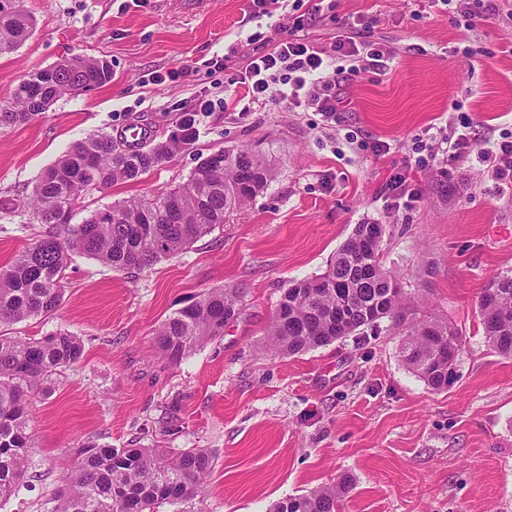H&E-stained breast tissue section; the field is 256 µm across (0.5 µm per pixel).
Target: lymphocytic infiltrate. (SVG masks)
Instances as JSON below:
<instances>
[{"label":"lymphocytic infiltrate","mask_w":512,"mask_h":512,"mask_svg":"<svg viewBox=\"0 0 512 512\" xmlns=\"http://www.w3.org/2000/svg\"><path fill=\"white\" fill-rule=\"evenodd\" d=\"M361 54L365 55L369 66H380L383 53L371 43H359L353 37L343 36L329 54L292 32L269 52L251 55L244 71L232 75L227 83L244 85L255 102L305 101L308 107L332 121L343 109V100L336 94V75L332 71L334 58ZM459 124L455 139L448 142L449 147L461 156L477 153L497 180L512 184V131L503 133L499 141L482 144L469 139L470 121L467 117H460Z\"/></svg>","instance_id":"f902f5d3"}]
</instances>
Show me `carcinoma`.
<instances>
[{"instance_id": "obj_1", "label": "carcinoma", "mask_w": 512, "mask_h": 512, "mask_svg": "<svg viewBox=\"0 0 512 512\" xmlns=\"http://www.w3.org/2000/svg\"><path fill=\"white\" fill-rule=\"evenodd\" d=\"M37 26L25 10L0 14V55L25 43ZM112 82L98 59L73 55L48 68L20 76L11 101L0 104V126L30 123L41 115L37 101L79 94L88 86ZM194 114L176 131L130 144L107 133L73 143L36 182L30 199L41 234L0 270V324L52 316L63 301L62 280L72 254L81 253L127 272L151 268L211 233L226 215L242 208L271 180L273 168L250 148L206 156L186 183L112 203L80 224H58L59 211L81 194L104 193L119 182H137L175 153L197 140ZM382 224L355 226L326 271L284 288L266 330V346L295 355L362 334L389 322L402 332L403 363L434 390L453 383L462 346L457 327L434 315H418L404 296L400 277L385 268ZM497 291L480 293L479 310L488 345L512 357V275L493 277ZM238 288L209 289L177 309L159 327L155 344L178 363L201 342L224 335V323L239 311ZM80 339L68 332L40 338L0 334V502L18 494L30 465V404L41 382L77 363ZM213 459L205 448L161 452L156 448H112L93 441L81 444L67 466L54 512H159L204 497ZM351 485L345 477L334 486L289 496L273 512H340Z\"/></svg>"}]
</instances>
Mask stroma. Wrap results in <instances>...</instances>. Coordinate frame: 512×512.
<instances>
[{"instance_id": "stroma-1", "label": "stroma", "mask_w": 512, "mask_h": 512, "mask_svg": "<svg viewBox=\"0 0 512 512\" xmlns=\"http://www.w3.org/2000/svg\"><path fill=\"white\" fill-rule=\"evenodd\" d=\"M476 0H285L252 17L251 0H22L34 34L0 55V103L20 76L82 54L107 59L112 81L64 95L29 124L0 127V267L34 241L35 183L74 143L136 123L162 134L195 113L199 138L137 182L88 199L74 214L185 183L207 155L248 147L274 164L266 189L223 226L152 268L127 273L73 255L60 309L12 335L78 336L82 359L31 404L27 487L0 512H50L64 467L87 441L115 448H205L214 458L203 501L166 512H271L280 500L351 477L341 512H512V358L488 346L478 297L512 274V189L477 154L443 142L462 104L481 141L512 126V22L464 35ZM326 50L347 25L384 54L336 90V123L307 106L246 100L225 86L244 69L247 38L279 41L294 21ZM227 68H218L220 60ZM187 66L172 79L170 70ZM430 159L417 169V140ZM390 146L373 152L375 142ZM413 170V198L386 189ZM385 225L386 268L411 301L462 336L457 378L431 390L400 360L387 328L294 356L264 348L290 280L322 274L356 225ZM211 288L243 291L240 312L173 365L154 348L159 326Z\"/></svg>"}]
</instances>
